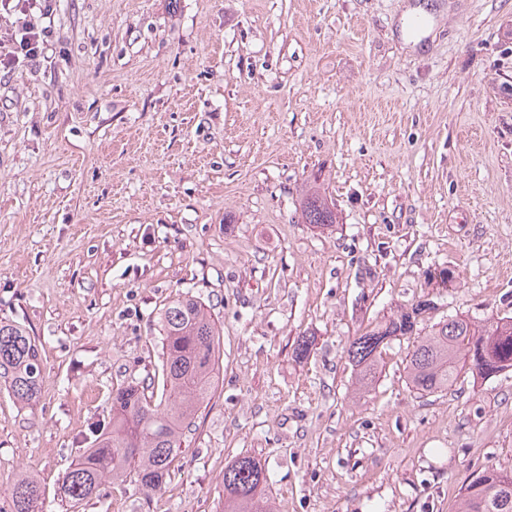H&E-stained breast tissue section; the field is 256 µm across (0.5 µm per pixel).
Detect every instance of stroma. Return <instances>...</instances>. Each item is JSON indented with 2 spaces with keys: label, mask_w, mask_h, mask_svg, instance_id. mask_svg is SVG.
Returning a JSON list of instances; mask_svg holds the SVG:
<instances>
[{
  "label": "stroma",
  "mask_w": 512,
  "mask_h": 512,
  "mask_svg": "<svg viewBox=\"0 0 512 512\" xmlns=\"http://www.w3.org/2000/svg\"><path fill=\"white\" fill-rule=\"evenodd\" d=\"M28 20L54 37L0 71V318L35 338L42 391L0 387V512L25 473L43 512H224L242 455L269 512H457L512 471V371L423 393L406 336L362 389L346 354L423 299L422 335L512 317V0H57ZM313 194L332 227L304 222ZM185 292L222 366L164 490L60 497L113 390L160 370L157 314Z\"/></svg>",
  "instance_id": "stroma-1"
}]
</instances>
